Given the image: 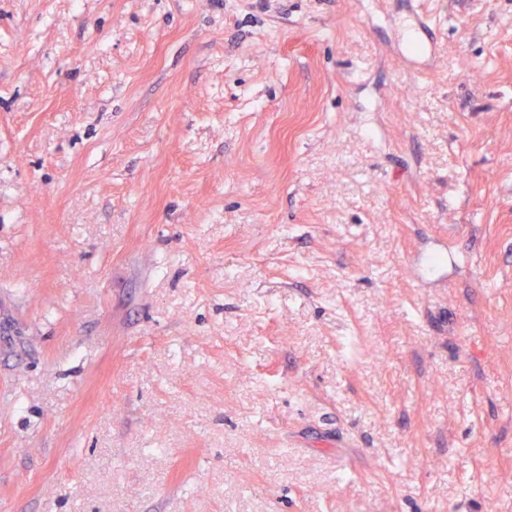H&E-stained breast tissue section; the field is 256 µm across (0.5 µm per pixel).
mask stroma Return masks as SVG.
<instances>
[{"label": "stroma", "instance_id": "1", "mask_svg": "<svg viewBox=\"0 0 512 512\" xmlns=\"http://www.w3.org/2000/svg\"><path fill=\"white\" fill-rule=\"evenodd\" d=\"M430 8L0 0V512H512V0Z\"/></svg>", "mask_w": 512, "mask_h": 512}]
</instances>
